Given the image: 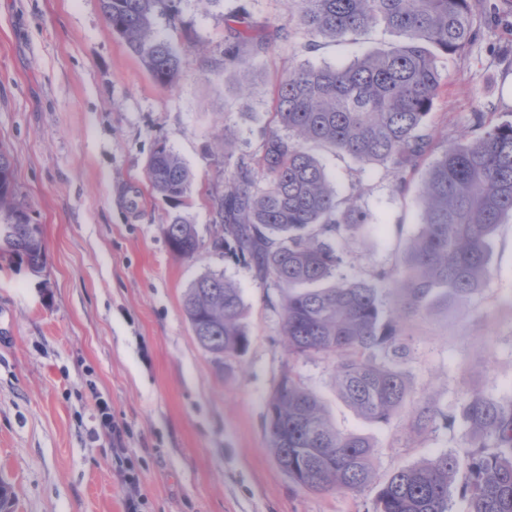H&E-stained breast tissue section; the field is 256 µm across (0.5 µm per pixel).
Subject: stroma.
Wrapping results in <instances>:
<instances>
[{"instance_id":"obj_1","label":"stroma","mask_w":512,"mask_h":512,"mask_svg":"<svg viewBox=\"0 0 512 512\" xmlns=\"http://www.w3.org/2000/svg\"><path fill=\"white\" fill-rule=\"evenodd\" d=\"M294 8L293 0H180L177 15L157 13L155 34L182 57L178 80L162 87L112 31L99 0H0V148L12 158L16 200L46 245L41 277L0 266V481L12 489V512H126L130 470L141 512H368L375 488L313 493L275 462L266 406L287 370L317 393L339 431L375 445L378 480L468 448L460 426L417 438L398 422L360 418L337 396L333 361L289 356L275 283L212 246L211 194L239 157L260 156L281 77L392 40L377 31L311 50L301 37L261 55L244 47L225 74L235 34L269 32ZM487 10L481 40L439 61L445 87L433 122L447 144L471 113L512 120V0H487ZM160 142L192 175L180 211L203 247L191 260L170 253L162 226L172 209L146 178ZM316 155L338 200L359 194L368 215L341 275L366 280L394 267L418 232L425 168L399 193L391 169ZM209 271L232 281L247 306V349L221 366L182 310L189 285ZM410 334L412 399L454 412L470 388L512 398L511 218L496 230L482 292L411 321ZM99 398L133 459L114 455Z\"/></svg>"}]
</instances>
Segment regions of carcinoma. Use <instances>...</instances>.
I'll return each instance as SVG.
<instances>
[{
	"label": "carcinoma",
	"mask_w": 512,
	"mask_h": 512,
	"mask_svg": "<svg viewBox=\"0 0 512 512\" xmlns=\"http://www.w3.org/2000/svg\"><path fill=\"white\" fill-rule=\"evenodd\" d=\"M298 15L270 33L247 37L254 54L268 52L297 29L315 40L343 42L376 27L398 43L347 65H302L277 90L278 128L263 144L257 165L240 158L212 198L214 247L273 280L281 291L288 354L335 360L336 391L361 416L408 423L421 438L437 422L461 421L470 449L448 452L394 472L377 490L372 512H451L453 492L463 512H512V400L479 390L465 393L458 414L430 402L407 409L409 386L401 363L409 354L407 322L450 299L481 293L490 276L498 224L512 217V121L474 112L468 131L452 144L431 126L442 90L438 59L462 51L481 29L482 0H300ZM112 30L140 59L154 81L169 86L181 54L153 32L156 12L178 13L177 0H100ZM319 144L372 165L391 167L404 192L419 162L433 157L423 181V212L401 264L374 273L373 281L340 275L342 241L366 224L351 195L336 199L308 145ZM152 191L174 208L182 205L191 173L165 143L146 167ZM267 181L257 188L258 177ZM12 161L0 151V256L43 272L42 230L32 232L26 208L15 201ZM170 251L193 259L202 248L195 225L176 214L163 228ZM389 282L390 288L377 283ZM391 295V309L382 297ZM183 311L199 345L221 362L246 350V305L224 274L207 272L187 289ZM266 430L273 456L297 486L316 493H359L375 480V447L341 434L320 397L296 375H281L268 401Z\"/></svg>",
	"instance_id": "cac0c4a2"
}]
</instances>
